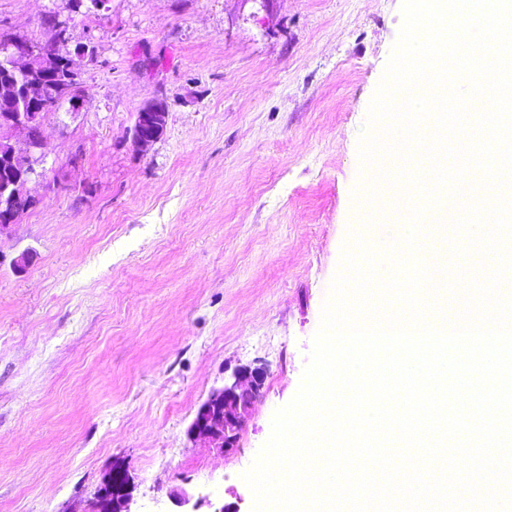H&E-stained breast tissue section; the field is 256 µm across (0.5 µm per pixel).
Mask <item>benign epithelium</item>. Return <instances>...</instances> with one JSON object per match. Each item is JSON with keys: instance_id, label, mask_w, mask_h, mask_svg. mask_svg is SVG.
Masks as SVG:
<instances>
[{"instance_id": "benign-epithelium-1", "label": "benign epithelium", "mask_w": 512, "mask_h": 512, "mask_svg": "<svg viewBox=\"0 0 512 512\" xmlns=\"http://www.w3.org/2000/svg\"><path fill=\"white\" fill-rule=\"evenodd\" d=\"M65 20L43 15L38 19L41 38L34 39L24 32H0V49L7 54L11 70L22 82L0 84V163L10 167L21 159L20 175L0 186V235L21 219L23 212L36 205V198L26 186L34 177L41 176L37 168L44 164L48 146L43 138V113L37 105L44 98L45 80L55 76L62 63V54L56 46L67 41L60 33ZM168 112L163 101L156 99L136 113L132 140L145 150L163 134ZM267 371L261 365H241L224 380V385L213 390L199 406L189 428L193 439H204L213 448L229 454L238 448L240 431L245 416L265 394ZM135 485L128 469L114 464L96 492L93 512H133Z\"/></svg>"}]
</instances>
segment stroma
I'll use <instances>...</instances> for the list:
<instances>
[{"label":"stroma","instance_id":"obj_1","mask_svg":"<svg viewBox=\"0 0 512 512\" xmlns=\"http://www.w3.org/2000/svg\"><path fill=\"white\" fill-rule=\"evenodd\" d=\"M404 0H83L78 114L47 115L38 204L0 236V512H87L113 464L135 512L170 492L252 512L242 475L296 396L350 231L396 237L358 157ZM67 0H0L39 36ZM159 98L162 136L135 147ZM81 166L67 162L73 154ZM66 175L69 189L56 184ZM24 274L10 262L24 249ZM266 393L229 455L188 437L225 367ZM168 112L163 101L156 99L144 105L136 113L132 140L141 150H146L163 134Z\"/></svg>","mask_w":512,"mask_h":512}]
</instances>
